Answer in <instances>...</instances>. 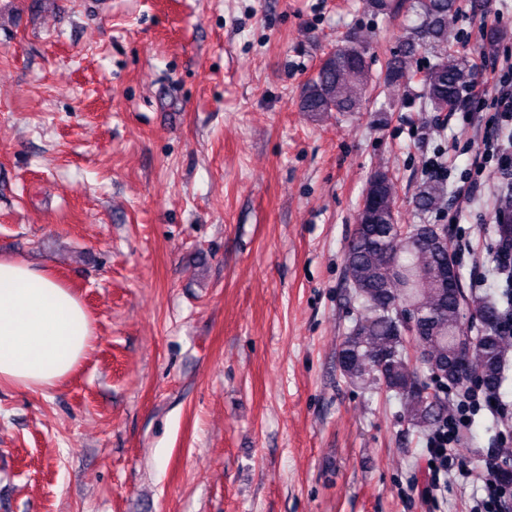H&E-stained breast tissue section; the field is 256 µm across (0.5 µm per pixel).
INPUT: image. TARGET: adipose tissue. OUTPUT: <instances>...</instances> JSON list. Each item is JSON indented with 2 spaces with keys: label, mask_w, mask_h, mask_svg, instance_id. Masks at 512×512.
I'll return each instance as SVG.
<instances>
[{
  "label": "adipose tissue",
  "mask_w": 512,
  "mask_h": 512,
  "mask_svg": "<svg viewBox=\"0 0 512 512\" xmlns=\"http://www.w3.org/2000/svg\"><path fill=\"white\" fill-rule=\"evenodd\" d=\"M92 336L68 288L46 270L0 257V384L55 387L86 356Z\"/></svg>",
  "instance_id": "adipose-tissue-1"
}]
</instances>
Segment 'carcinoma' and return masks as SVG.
Returning <instances> with one entry per match:
<instances>
[{
    "label": "carcinoma",
    "mask_w": 512,
    "mask_h": 512,
    "mask_svg": "<svg viewBox=\"0 0 512 512\" xmlns=\"http://www.w3.org/2000/svg\"><path fill=\"white\" fill-rule=\"evenodd\" d=\"M416 23L407 28L397 50L387 61L385 86L405 88L419 71L424 98L435 112L457 109L460 92L474 80L473 66L453 49L452 25L459 14L457 0H412ZM366 42L336 45L327 61L306 85L302 111L354 112L366 101L371 76ZM433 57L418 69L420 56ZM412 203L422 212H441L447 188L436 175L423 182ZM374 211H399L394 184L373 198ZM445 253L439 248L417 250L409 236L391 224L379 228L356 224L345 252V271L360 316L343 336L338 349L341 375L352 384L378 385L401 400L407 425L420 432L440 429L454 411L448 391H426L421 372L426 364L440 371L451 366L458 342L469 338L464 322L466 301L461 291L440 286ZM419 309L416 328L407 333L395 314L396 306ZM481 309L482 333L473 337L469 368L481 373L483 389L497 394L505 382V365L512 351V337L504 331L507 315L498 302L485 298Z\"/></svg>",
    "instance_id": "1"
}]
</instances>
